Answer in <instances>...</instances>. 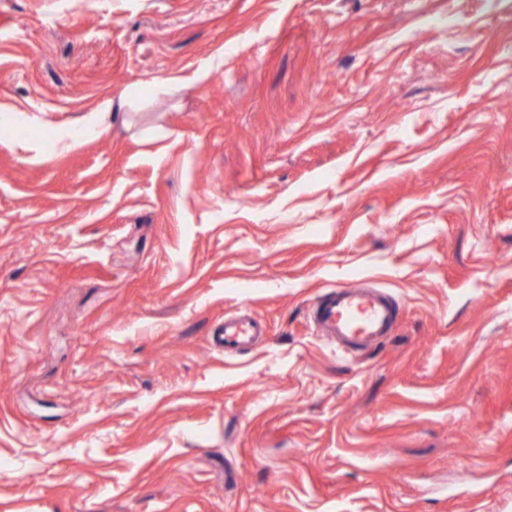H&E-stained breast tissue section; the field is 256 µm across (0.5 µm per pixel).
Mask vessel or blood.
<instances>
[{"mask_svg":"<svg viewBox=\"0 0 512 512\" xmlns=\"http://www.w3.org/2000/svg\"><path fill=\"white\" fill-rule=\"evenodd\" d=\"M395 322L394 300L370 288L338 287L322 297L312 311L317 333L341 351L381 343ZM261 333V324L253 316L228 318L216 344L224 352L236 353L249 348Z\"/></svg>","mask_w":512,"mask_h":512,"instance_id":"obj_1","label":"vessel or blood"}]
</instances>
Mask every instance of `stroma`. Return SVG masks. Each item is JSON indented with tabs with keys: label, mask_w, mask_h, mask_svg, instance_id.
I'll use <instances>...</instances> for the list:
<instances>
[{
	"label": "stroma",
	"mask_w": 512,
	"mask_h": 512,
	"mask_svg": "<svg viewBox=\"0 0 512 512\" xmlns=\"http://www.w3.org/2000/svg\"><path fill=\"white\" fill-rule=\"evenodd\" d=\"M509 43L512 0H0V512H512ZM357 281L398 321L351 357L310 311ZM112 99L101 101L98 106L78 123L66 127L62 135L56 136L47 148L40 149L35 159L44 156L49 150L69 148L84 142L88 137L101 136L112 128V121L120 114L113 112ZM263 334L260 322L249 315L246 317L224 318V328L215 336L216 344L224 353L246 350L256 336Z\"/></svg>",
	"instance_id": "stroma-1"
}]
</instances>
